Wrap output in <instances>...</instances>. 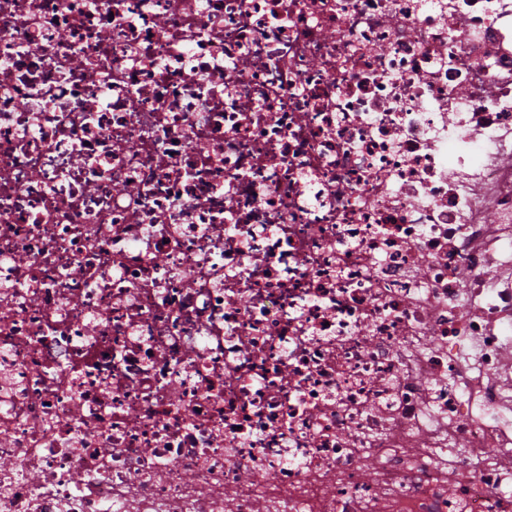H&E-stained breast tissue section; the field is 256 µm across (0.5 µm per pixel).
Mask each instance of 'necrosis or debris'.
I'll return each instance as SVG.
<instances>
[{
  "label": "necrosis or debris",
  "mask_w": 512,
  "mask_h": 512,
  "mask_svg": "<svg viewBox=\"0 0 512 512\" xmlns=\"http://www.w3.org/2000/svg\"><path fill=\"white\" fill-rule=\"evenodd\" d=\"M0 512H512V0H0Z\"/></svg>",
  "instance_id": "obj_1"
}]
</instances>
